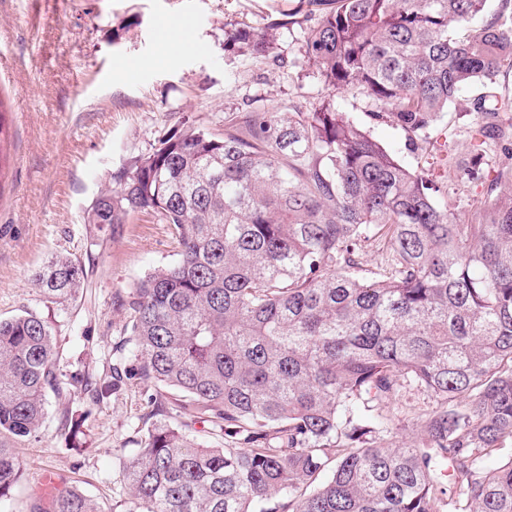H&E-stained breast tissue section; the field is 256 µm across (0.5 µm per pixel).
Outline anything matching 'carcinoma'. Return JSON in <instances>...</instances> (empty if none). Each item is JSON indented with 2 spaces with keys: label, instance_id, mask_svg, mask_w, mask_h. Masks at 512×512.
<instances>
[{
  "label": "carcinoma",
  "instance_id": "obj_1",
  "mask_svg": "<svg viewBox=\"0 0 512 512\" xmlns=\"http://www.w3.org/2000/svg\"><path fill=\"white\" fill-rule=\"evenodd\" d=\"M487 0H308L321 7L304 57L334 90L360 87L377 113L428 142L454 104L480 121L472 138L512 137V0H497L474 33L450 31ZM227 43L266 55L249 26ZM485 91L463 104L461 89ZM453 188L392 156L326 102L288 117L250 110L224 137L186 122L109 175L84 223L117 234L153 213L178 259L129 289L136 373L68 385L94 404L137 377L175 390L188 421L161 418L123 464L129 512H512V164L448 156ZM482 181L462 222L450 192ZM383 243L388 265L363 275ZM80 261L53 256L33 274L47 301L84 287ZM52 330L35 313L0 319V436H37L47 391L61 390ZM416 389L431 408H388ZM220 420V446L193 435ZM89 413H63L83 451ZM501 455L490 469L486 459ZM24 480L0 445V502ZM104 512L76 486L48 510Z\"/></svg>",
  "mask_w": 512,
  "mask_h": 512
}]
</instances>
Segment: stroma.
<instances>
[{
    "instance_id": "stroma-1",
    "label": "stroma",
    "mask_w": 512,
    "mask_h": 512,
    "mask_svg": "<svg viewBox=\"0 0 512 512\" xmlns=\"http://www.w3.org/2000/svg\"><path fill=\"white\" fill-rule=\"evenodd\" d=\"M298 0H0V319L24 312L53 331L57 373L110 379L127 362L126 317L118 299L179 250L168 225L145 213L119 235L83 222L106 178L128 157L194 120L216 137L228 114L251 107L310 109L332 100L410 169L445 184L461 173L443 165L448 148L468 146L477 115L448 110L434 125L433 150L376 118L360 88L330 90L301 55L307 25L272 31L274 54L227 46L243 25L268 31ZM54 255L79 260L88 277L65 305L47 301L31 275ZM177 406L176 392L133 379L100 404L63 387L49 394L37 438L11 440L25 478L0 512H32L63 484L79 485L105 512H126L122 463L153 420L148 399ZM88 412L86 449L69 450L63 410Z\"/></svg>"
}]
</instances>
